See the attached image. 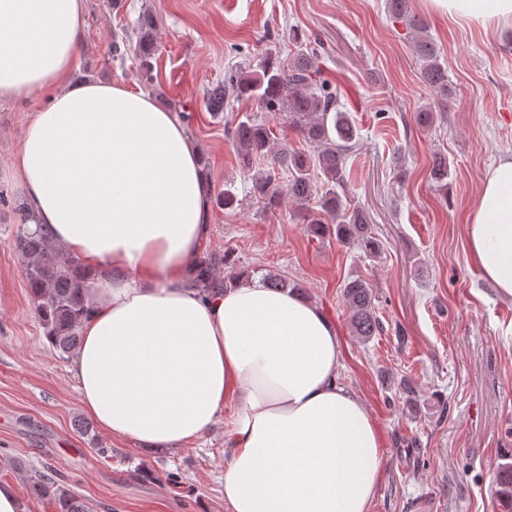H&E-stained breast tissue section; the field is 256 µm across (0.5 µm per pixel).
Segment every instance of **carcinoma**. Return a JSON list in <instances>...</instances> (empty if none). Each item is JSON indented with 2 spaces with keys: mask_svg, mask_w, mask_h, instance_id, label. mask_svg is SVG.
I'll list each match as a JSON object with an SVG mask.
<instances>
[{
  "mask_svg": "<svg viewBox=\"0 0 512 512\" xmlns=\"http://www.w3.org/2000/svg\"><path fill=\"white\" fill-rule=\"evenodd\" d=\"M416 35L413 48L420 75L436 96L446 101L455 89L448 83V73L440 62V48L429 34L426 24L411 21ZM291 39L298 45L296 53L282 62L268 55L251 73L232 70L224 82L212 86L205 105L211 112L224 111V100L231 95L256 100L266 112H281L288 126L306 145L288 148L274 142L272 130L257 119L238 121L228 127L231 137L245 158L266 157L270 167L252 175L254 197L268 211H275L287 197L304 206L317 199L319 209L308 215L311 232L329 233L346 244L357 246L372 260L379 257L381 246L364 209L350 203L347 186L351 172L346 158L359 142V130L349 112L341 109L340 100L319 66L321 52L297 30ZM157 50L152 17L139 19L133 48L147 82L153 81V63ZM288 173V183L281 185L276 170ZM323 176L322 184L316 177ZM430 179L439 187L448 186V157L435 153L431 159ZM33 216L19 213L20 225L13 247L22 260L23 273L35 304V311L45 336L61 356L72 354L81 341V326L94 289V275L79 261L66 255L62 248L29 227ZM216 258L207 255L197 260V271L188 287L205 296L216 295L227 280L214 271ZM344 299L349 309L352 335L365 341L380 335L382 322L376 313L373 285L356 276L344 284ZM28 486L35 498L54 500L57 512H92L89 503L59 483L50 472L29 475ZM496 495L504 508L512 509V462L496 466Z\"/></svg>",
  "mask_w": 512,
  "mask_h": 512,
  "instance_id": "obj_1",
  "label": "carcinoma"
}]
</instances>
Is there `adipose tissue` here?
I'll return each mask as SVG.
<instances>
[{
	"label": "adipose tissue",
	"instance_id": "ef3b65f1",
	"mask_svg": "<svg viewBox=\"0 0 512 512\" xmlns=\"http://www.w3.org/2000/svg\"><path fill=\"white\" fill-rule=\"evenodd\" d=\"M425 3L512 38V0ZM85 15L86 0H0V99L49 94L14 168L37 223L96 279L71 366L83 409L114 438L175 450L236 399L230 512H369L382 439L340 381L335 324L248 274L207 299L188 288L210 229L200 153L149 94L71 79ZM466 244L511 298L512 155L485 175Z\"/></svg>",
	"mask_w": 512,
	"mask_h": 512
}]
</instances>
